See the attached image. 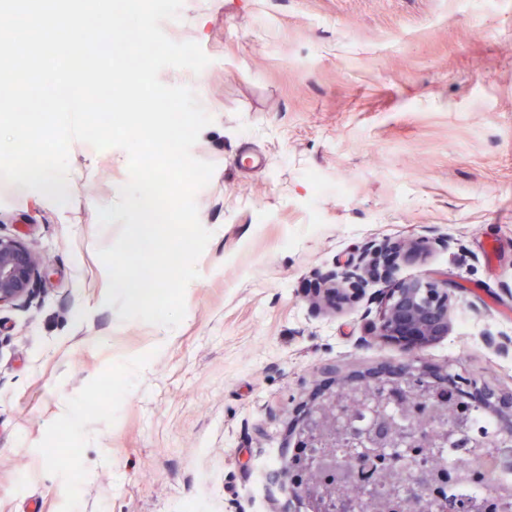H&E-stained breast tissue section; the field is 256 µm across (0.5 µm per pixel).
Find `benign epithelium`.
Wrapping results in <instances>:
<instances>
[{"mask_svg": "<svg viewBox=\"0 0 512 512\" xmlns=\"http://www.w3.org/2000/svg\"><path fill=\"white\" fill-rule=\"evenodd\" d=\"M430 251V241L423 238L403 246L368 244L318 283L313 289L312 305L320 311L352 309L364 299L370 280H385L397 260L422 258ZM42 266L40 257L20 239L0 235V308L30 302ZM461 292L444 274L403 279L384 292L376 316H371L368 307L362 316L369 320L372 335L412 349L421 348L448 336ZM484 343L497 354L512 353V336L506 333L488 334ZM458 395L460 385H448V376L433 378L410 364L394 374L379 370L351 378L313 409L303 429L307 437L299 447L321 449L322 463L302 472L283 469L278 479L299 486L311 502L318 503L335 492L338 485L355 481L358 474L371 483H382L397 473L401 498L415 512H471V505L464 500L446 496L436 504L429 497L428 490L433 484L453 486L462 480L456 468L442 461L421 467L401 453L392 456L389 467H378L385 449L401 447L403 441L410 440L404 423L409 414L423 429V447H445L464 420ZM470 402L471 407L490 408L498 416L496 435L486 438L476 432L471 437L477 472L487 478L498 469H511L512 457L498 449L512 447V390L483 387ZM371 406L379 408V412L357 434L363 452L351 460L336 454L342 421Z\"/></svg>", "mask_w": 512, "mask_h": 512, "instance_id": "7a95c632", "label": "benign epithelium"}]
</instances>
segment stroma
<instances>
[{"mask_svg":"<svg viewBox=\"0 0 512 512\" xmlns=\"http://www.w3.org/2000/svg\"><path fill=\"white\" fill-rule=\"evenodd\" d=\"M209 57L165 68L204 85L192 147L211 231L176 328L120 321L98 223L128 155L75 141L66 209L0 181V234L44 262L36 297L0 310V512H308L263 479L343 377L410 361L512 388V0H184L162 24ZM432 243L392 280L448 274L463 289L449 335L379 339L307 290L368 244ZM76 465L49 447L71 408Z\"/></svg>","mask_w":512,"mask_h":512,"instance_id":"obj_1","label":"stroma"}]
</instances>
